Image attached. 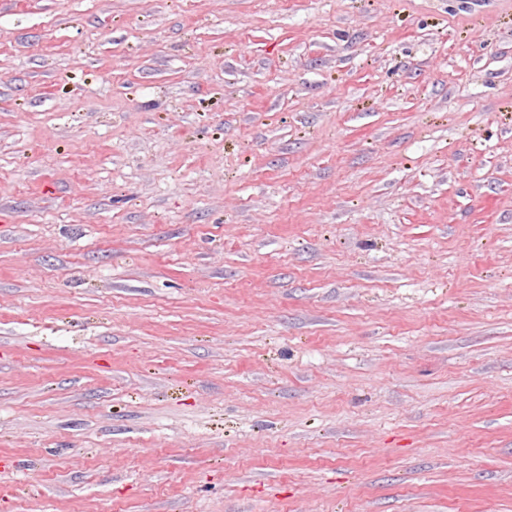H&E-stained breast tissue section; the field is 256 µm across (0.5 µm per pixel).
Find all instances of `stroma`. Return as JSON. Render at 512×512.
<instances>
[{"mask_svg": "<svg viewBox=\"0 0 512 512\" xmlns=\"http://www.w3.org/2000/svg\"><path fill=\"white\" fill-rule=\"evenodd\" d=\"M0 512H512V0H0Z\"/></svg>", "mask_w": 512, "mask_h": 512, "instance_id": "35a3bbf8", "label": "stroma"}]
</instances>
